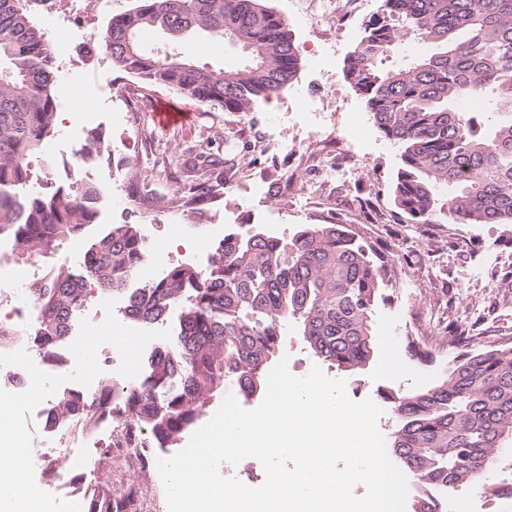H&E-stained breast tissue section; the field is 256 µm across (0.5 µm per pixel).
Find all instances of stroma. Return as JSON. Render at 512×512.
Returning <instances> with one entry per match:
<instances>
[{"mask_svg": "<svg viewBox=\"0 0 512 512\" xmlns=\"http://www.w3.org/2000/svg\"><path fill=\"white\" fill-rule=\"evenodd\" d=\"M263 3L290 24L298 50L294 82L248 114L190 102L189 120L169 127L158 125L152 111L164 101L181 103L180 95L164 85L149 87L146 111L136 123H128L113 86L135 84V77L113 68L103 51L83 46L89 34L133 7L134 0H112L108 9L101 0H82L84 17L74 26L73 39L62 45L42 9L34 8L31 19L53 42L58 70L56 131L42 153L30 159L32 183L96 184L106 226L124 218L130 175L146 168L145 139L172 157L203 133L216 148L233 143L250 150L256 165L230 178L220 203L201 223L179 222L158 210L145 215L150 253L145 277L153 279L163 268L183 263L206 266L216 243L228 233L260 228L288 237L322 218L347 225L390 270L372 316L377 360L345 378L351 400L369 398L381 408L378 427L387 436L393 422L386 392L414 393L433 386L458 353L440 324L463 323L477 348L512 338V288L503 283L512 274V224H466L456 233L444 224L411 223L395 207L401 149L382 136L346 78L348 58L382 0H359L346 19L325 14L316 0ZM175 47L216 68L242 59L230 45L218 49L195 38ZM98 128L108 136L112 158L83 163L78 156L83 139ZM291 173L298 176V188L289 192L284 177ZM85 315L126 336L131 365L139 374L151 351L173 338L172 323L136 324L119 304L97 298L86 305ZM415 336L427 342L429 360L410 356L408 340ZM387 359L392 362L388 368L383 365Z\"/></svg>", "mask_w": 512, "mask_h": 512, "instance_id": "1", "label": "stroma"}]
</instances>
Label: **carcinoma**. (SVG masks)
<instances>
[{
  "mask_svg": "<svg viewBox=\"0 0 512 512\" xmlns=\"http://www.w3.org/2000/svg\"><path fill=\"white\" fill-rule=\"evenodd\" d=\"M29 2L0 0V233L15 240L23 263L100 224L93 201L101 195L81 185L28 189L29 156L54 135L56 121L55 56ZM147 32L236 43L244 60L214 69L149 52ZM407 37L430 51L388 64ZM94 42L114 68L141 81L133 90L115 87L126 99L165 85L245 115L292 84L298 68L287 20L262 0H135ZM346 76L378 130L403 148L393 185L401 213L415 224H512V0H383ZM78 155L110 158L106 134L91 130ZM182 156L173 161L149 148L146 160L171 190L159 195L132 172L128 198L137 213L202 215L223 197L228 176L257 163L212 152L209 136ZM148 257L141 224H111L92 237L78 267L51 271L46 288H28L40 301L30 342L51 349L86 301L82 283L93 282L101 295L124 293ZM387 274L343 224H304L286 238L260 229L227 234L206 267L170 266L129 296L124 315L137 323L177 313L173 340L152 350L142 377L117 389L107 383L95 396L63 390L54 414L103 418L117 401L126 419L148 431L143 448H178L225 382L248 399L260 393L290 321L321 363L358 373L376 353L371 315ZM446 335L464 351L437 384L385 394L394 420L390 448L428 491L512 495L495 478L501 449L512 445V345L471 349L473 337L458 322L448 323ZM130 498V485H108L87 495L85 512L125 508Z\"/></svg>",
  "mask_w": 512,
  "mask_h": 512,
  "instance_id": "carcinoma-1",
  "label": "carcinoma"
}]
</instances>
